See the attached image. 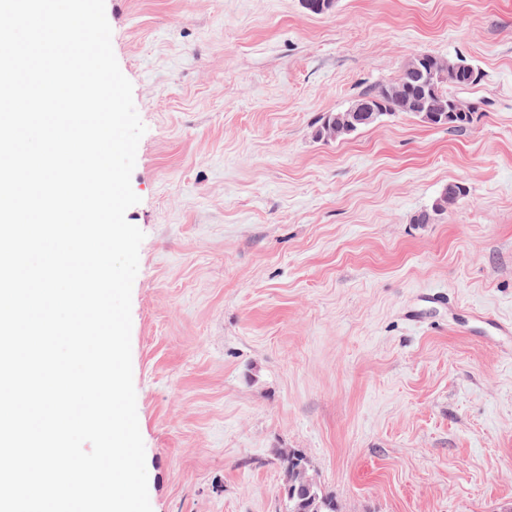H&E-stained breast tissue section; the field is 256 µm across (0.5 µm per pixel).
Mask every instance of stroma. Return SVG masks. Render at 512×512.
Wrapping results in <instances>:
<instances>
[{
	"mask_svg": "<svg viewBox=\"0 0 512 512\" xmlns=\"http://www.w3.org/2000/svg\"><path fill=\"white\" fill-rule=\"evenodd\" d=\"M146 132L132 370L152 512H512V0H105ZM481 81L467 128H315L416 53ZM466 196L415 223L449 182ZM422 321H412L413 311ZM279 460L285 475L283 490L288 512H338L333 499L315 482L304 453L289 449L281 453Z\"/></svg>",
	"mask_w": 512,
	"mask_h": 512,
	"instance_id": "1",
	"label": "stroma"
}]
</instances>
